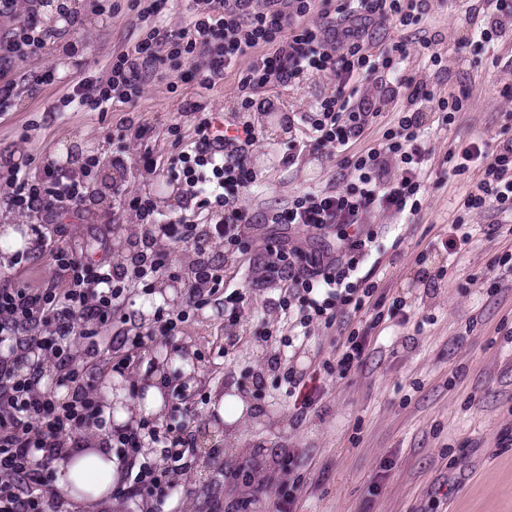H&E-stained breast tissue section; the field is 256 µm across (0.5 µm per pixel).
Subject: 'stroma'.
Wrapping results in <instances>:
<instances>
[{
    "instance_id": "35a3bbf8",
    "label": "stroma",
    "mask_w": 512,
    "mask_h": 512,
    "mask_svg": "<svg viewBox=\"0 0 512 512\" xmlns=\"http://www.w3.org/2000/svg\"><path fill=\"white\" fill-rule=\"evenodd\" d=\"M113 2L117 12L99 16L93 0H72L84 18L68 35L77 55L56 44L9 72L20 96L11 111L0 112V164L29 159L38 166L50 159L76 172L86 157H100L90 197L78 214L65 219L66 243L85 258L122 263L130 256L128 238L141 235L142 228L117 209L110 184L118 181L131 192L150 195L164 219L184 215L182 187L138 167L137 159L149 149L166 161L174 151L170 126H178L183 139L191 138L195 117L181 104L197 89L181 81L183 64L168 60L153 67L131 103L107 112L60 109L80 75H105L113 54L150 29H176L189 21L187 0H166L161 13L146 19L131 10V0ZM467 6V0H428L418 25L373 32L377 44L407 41V70L438 92H470L454 123L429 121L420 212L369 219L375 242L365 266L386 300L405 299L407 320L374 327L368 314L352 316L351 326H370V345L359 371L336 378L321 366L336 358L338 329L314 328L306 344L289 354L284 340L295 330L272 304L282 286L260 281L266 236L286 234L300 241L306 231L259 223L248 229L243 254L228 258L223 247H209L202 256L223 265L225 286L244 295L237 323L225 320L223 305L211 304L191 315L173 340L147 343L131 378L114 375L99 388L106 395L128 389L133 380L163 382L164 414L150 417V425L189 422L191 430L216 434L224 450L223 471L199 457L179 476V490L149 512H213L214 505L226 508L247 497L254 500L249 512H276L288 493L296 497L294 512H512V272L490 267L496 256L512 254V220L493 210L481 217L468 213L462 202L474 178L453 175L446 161L456 140L496 133L507 123L502 93L512 88V36L478 54L463 46L466 31L459 19ZM424 39L445 57L446 71L435 72L417 53ZM248 65L239 61L205 93L227 123L250 125L260 133L249 152L258 185L240 196V205L258 217L284 207L301 191L341 187L343 171L335 153L307 148V125L301 120L320 95L330 92L328 81L270 90L268 106L244 111L235 91ZM49 68L57 81L37 84V76ZM359 97L383 107L357 145L362 151L381 139L409 101L384 84H364ZM141 123L152 126L150 138L118 139L120 128ZM297 143L302 151L286 163ZM116 154L125 156L126 170L112 168ZM457 220L471 240L448 252L441 242ZM198 256L193 247L176 246V277H159L151 294L126 300L103 336L123 334L134 321H150L157 306L180 308ZM277 354L282 361L275 369L270 359ZM290 366L311 373L307 387L319 397L303 417L286 393L283 374ZM222 394L245 402L235 424L213 414V400ZM288 451L299 460L291 471L279 465Z\"/></svg>"
}]
</instances>
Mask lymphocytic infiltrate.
Here are the masks:
<instances>
[{"instance_id": "lymphocytic-infiltrate-1", "label": "lymphocytic infiltrate", "mask_w": 512, "mask_h": 512, "mask_svg": "<svg viewBox=\"0 0 512 512\" xmlns=\"http://www.w3.org/2000/svg\"><path fill=\"white\" fill-rule=\"evenodd\" d=\"M40 2L0 0V16L17 20L10 36L0 42V73L60 41L70 54H77L76 45L64 40L67 31L82 23L69 0H58L57 10L66 19L62 28L40 24ZM423 2L189 0L191 20L185 27L152 29L113 55L105 75L75 82L63 106L106 112L113 103L139 96L157 63L186 61V80L208 90L246 58L250 64L237 83L236 102L248 110L268 89L329 77L333 91L324 94L306 118L310 146L343 153L346 174L341 189L305 191L288 206L254 218L237 201L257 180L247 156L258 133L249 126L218 130L211 109L201 101L184 100L183 110L199 116L191 148L171 154L162 167L148 152L139 156L138 163L149 171H161L168 181L184 184L197 209L216 215L217 220L205 234L186 215L160 221L149 196L114 185L121 206L145 225L146 234L130 264L112 265L77 256L39 226L40 220H54L65 208H80L89 195V178L100 165L98 157H88L77 174L52 161L35 174L20 164H9L6 175L0 176L6 204L13 213L32 219V249L48 254L56 277L40 288L0 285V512H47L53 463L63 452L84 447L92 435L100 437L102 447L118 451L126 475L112 488L116 498L144 501L173 494L169 470L158 469L142 455L147 440L161 445L172 467L187 471L195 465L194 444L186 429L149 431L140 423L108 427L98 396L105 378L130 369L146 341L173 338L191 311L207 306L224 284L222 266L197 260L181 307L156 308L150 326L135 325L117 337L122 352L118 362L103 364L101 329L134 281L170 272L171 246L190 245L202 254L208 243L219 241L229 251L241 246L245 228L257 220L315 230L341 227L335 254L278 239L267 248L265 266L267 279L285 286L276 307L295 314L302 328H343L344 340L332 367L340 379L363 365L370 343L368 329L346 328V316L365 309L376 323L385 314L405 316L406 301L397 298L384 305L376 282L362 271L373 241L363 226L373 212L417 214L426 160L425 114L438 112L443 122H450L462 111L465 99L442 96L426 81L408 74L407 43L374 44L372 31L384 25L419 24ZM509 20L512 0H477L463 18L464 24L479 25L472 43L479 51L503 38ZM365 82H388L404 89L411 107L375 147L350 155L347 147L364 135L378 114L377 109L354 102ZM449 157L454 173H477L463 202L466 210L512 212V136L498 133L460 140ZM392 167L398 171L393 178L387 175ZM77 333L86 339L79 354L71 342ZM48 363L55 369L52 389L43 382Z\"/></svg>"}]
</instances>
